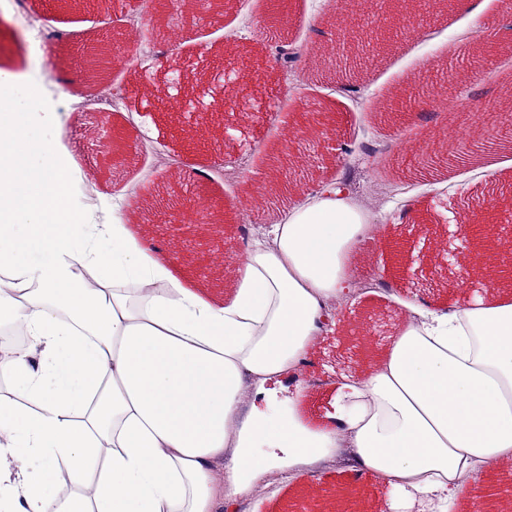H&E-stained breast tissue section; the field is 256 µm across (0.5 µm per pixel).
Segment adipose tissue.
Returning <instances> with one entry per match:
<instances>
[{"label":"adipose tissue","instance_id":"1","mask_svg":"<svg viewBox=\"0 0 512 512\" xmlns=\"http://www.w3.org/2000/svg\"><path fill=\"white\" fill-rule=\"evenodd\" d=\"M48 119L0 105V325L41 347L0 345V463L17 470L0 474V512H237L268 478L307 475L345 447L390 493L389 512H413L453 505L478 468L512 461L502 276L483 295L414 307L314 419L301 369L355 292L364 208L321 184L211 297L120 214L90 222L72 158L34 133Z\"/></svg>","mask_w":512,"mask_h":512}]
</instances>
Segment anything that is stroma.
Wrapping results in <instances>:
<instances>
[{
	"mask_svg": "<svg viewBox=\"0 0 512 512\" xmlns=\"http://www.w3.org/2000/svg\"><path fill=\"white\" fill-rule=\"evenodd\" d=\"M224 0L216 9L202 0L194 18H181L175 0H159L168 26L164 36L128 48L111 72L113 85L129 87L121 111L99 116L73 111L89 88L85 56L97 41L121 42L138 19L139 0H0V97L18 112H50L40 137L59 141L77 168L89 173L108 162L106 179L90 183L94 201L126 190L125 207L156 199L143 224L156 242L169 246L178 268H205L203 286L221 291L231 284L236 259L263 229L251 198L269 170L273 148L290 145L301 165L285 172L295 189L312 190L322 179H348V193L370 209L374 226L356 254L351 273L356 293L338 310L335 333L319 343L304 379L308 408L331 407L334 384L381 355L411 306L435 305L451 297L458 269L438 280V248L461 253L471 268V294L481 291L475 275L480 251L512 244V227L488 223V208L512 210V151L486 153L482 165L502 175L478 177L473 165L448 167L446 176L407 166L425 156L448 115L428 96L431 82L446 79L451 96L477 110L495 105L512 83V13L503 0H473L500 28L482 55L471 53L469 13L459 0H410L400 35L356 0ZM351 18L356 28H381L380 48L346 75H322L313 55L336 45V27ZM288 38L302 53L289 68L276 59L275 44ZM305 77L303 85L287 72ZM402 95L388 115L372 102L391 90ZM119 156H112V149ZM110 159H102V152ZM468 216L484 225L483 237L465 241L449 229ZM335 492L346 512H388L375 480L348 463L321 465L309 476H282L239 503V512H308V490Z\"/></svg>",
	"mask_w": 512,
	"mask_h": 512,
	"instance_id": "35a3bbf8",
	"label": "stroma"
}]
</instances>
